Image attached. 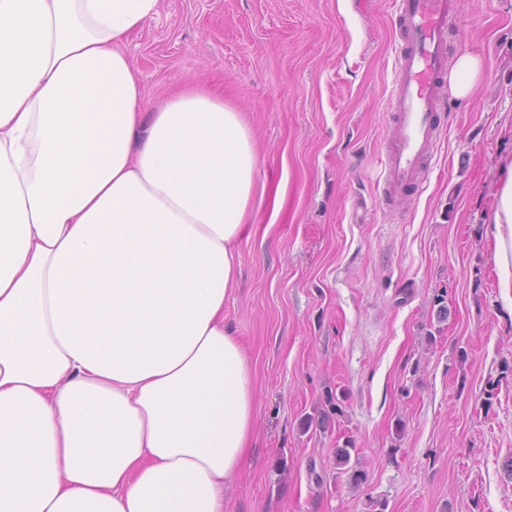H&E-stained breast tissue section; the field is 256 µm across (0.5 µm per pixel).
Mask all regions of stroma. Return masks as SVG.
<instances>
[{"mask_svg":"<svg viewBox=\"0 0 512 512\" xmlns=\"http://www.w3.org/2000/svg\"><path fill=\"white\" fill-rule=\"evenodd\" d=\"M453 6L450 53L484 77L444 97L427 187L394 206L393 0H161L125 42L144 111L187 82L223 95L266 181L224 304L256 393L224 512H512V312L485 226L512 157V0Z\"/></svg>","mask_w":512,"mask_h":512,"instance_id":"1","label":"stroma"}]
</instances>
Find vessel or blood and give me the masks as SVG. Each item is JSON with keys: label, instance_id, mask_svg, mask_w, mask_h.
<instances>
[{"label": "vessel or blood", "instance_id": "1", "mask_svg": "<svg viewBox=\"0 0 512 512\" xmlns=\"http://www.w3.org/2000/svg\"><path fill=\"white\" fill-rule=\"evenodd\" d=\"M400 30L389 114L394 126L377 190L385 203L421 195L444 126L442 89L448 72V0H395Z\"/></svg>", "mask_w": 512, "mask_h": 512}]
</instances>
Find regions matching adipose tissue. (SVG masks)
I'll return each mask as SVG.
<instances>
[{"instance_id": "1", "label": "adipose tissue", "mask_w": 512, "mask_h": 512, "mask_svg": "<svg viewBox=\"0 0 512 512\" xmlns=\"http://www.w3.org/2000/svg\"><path fill=\"white\" fill-rule=\"evenodd\" d=\"M161 0H0V512H224L255 394L224 304L260 168L197 84L141 109ZM480 57L457 56L469 98ZM488 220L512 311V160Z\"/></svg>"}]
</instances>
